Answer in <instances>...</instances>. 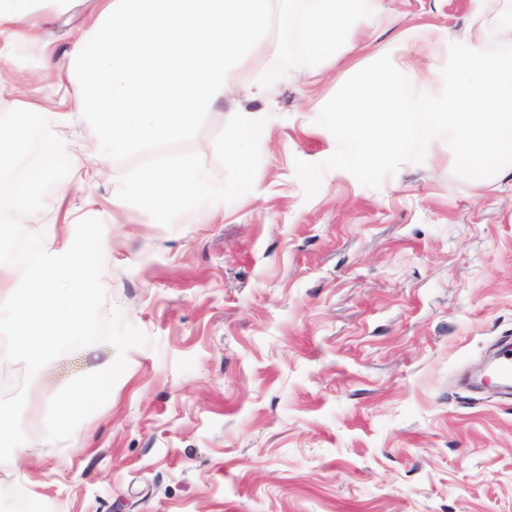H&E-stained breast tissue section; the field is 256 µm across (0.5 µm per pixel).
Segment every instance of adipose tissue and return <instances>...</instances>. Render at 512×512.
Instances as JSON below:
<instances>
[{
    "instance_id": "1",
    "label": "adipose tissue",
    "mask_w": 512,
    "mask_h": 512,
    "mask_svg": "<svg viewBox=\"0 0 512 512\" xmlns=\"http://www.w3.org/2000/svg\"><path fill=\"white\" fill-rule=\"evenodd\" d=\"M67 0H0V38L23 45L37 42L34 15L42 8L63 9ZM370 0H309L298 27L311 54L335 60L338 46L349 42L364 19ZM89 25L72 42L61 69L74 83L73 112L56 113L60 123L73 114H92L97 127L81 151L70 153L61 137H52L54 153H70L78 182L57 181L52 197L43 182L57 180L52 170L15 184L9 209L0 210V229L31 223L38 207L61 210L73 190L87 192L103 179L112 156L139 149L150 162L123 184L128 202L172 211L189 191L224 197L223 186L184 159L170 145L184 138L197 116L214 103L232 99L240 83L243 58L265 54L267 0H92ZM0 181L10 180L16 163L29 151L26 127L45 122L29 102L0 92ZM85 248L64 240L37 256L25 291L0 292V365L24 351L32 375H39L57 342L84 345L96 327L87 311L98 296L95 282L80 274ZM112 371L100 366L85 386L63 401L45 434L74 431L75 420L100 382Z\"/></svg>"
}]
</instances>
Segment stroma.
Returning a JSON list of instances; mask_svg holds the SVG:
<instances>
[{"instance_id": "35a3bbf8", "label": "stroma", "mask_w": 512, "mask_h": 512, "mask_svg": "<svg viewBox=\"0 0 512 512\" xmlns=\"http://www.w3.org/2000/svg\"><path fill=\"white\" fill-rule=\"evenodd\" d=\"M379 3L384 20L331 65L296 28L307 0H269L270 49L236 101L274 113L272 130L229 165L211 149L233 141L218 105L171 147L223 185L211 223L202 195L173 220L120 199L149 163L133 149L93 191L111 223L45 209L7 229L34 255L92 236L85 272L103 301L92 345L52 348L37 377L22 356L0 368V512L19 495L36 512H512V395L464 382L512 336V173L477 187L436 138L376 188L327 170L308 200L295 175V160L336 150L312 108L356 67L405 30L471 22V0ZM88 6L41 22L56 56ZM44 64L28 46L0 51V77L21 90ZM273 71L285 80L269 101L256 87ZM51 129L30 126L19 179L74 177L69 155L47 150ZM107 360L112 388L78 434L45 441L58 403Z\"/></svg>"}]
</instances>
